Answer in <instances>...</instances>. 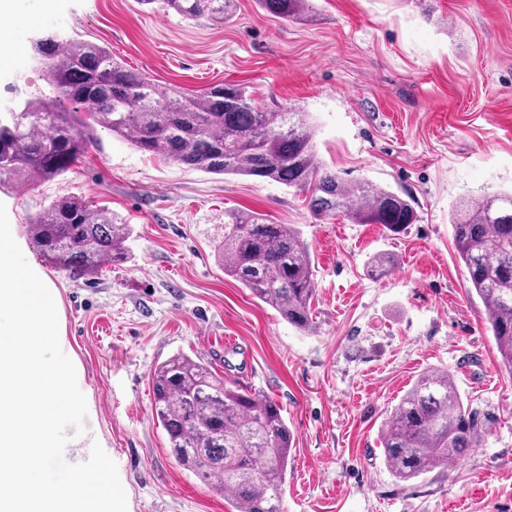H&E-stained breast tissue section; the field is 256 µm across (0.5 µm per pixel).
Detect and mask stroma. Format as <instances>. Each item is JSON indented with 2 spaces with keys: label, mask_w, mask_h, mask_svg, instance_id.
<instances>
[{
  "label": "stroma",
  "mask_w": 512,
  "mask_h": 512,
  "mask_svg": "<svg viewBox=\"0 0 512 512\" xmlns=\"http://www.w3.org/2000/svg\"><path fill=\"white\" fill-rule=\"evenodd\" d=\"M284 21L238 0L230 22L137 0H17L0 49V120L48 94L44 34L109 48L162 88L224 81L308 112L320 157L349 180L412 197L420 220L316 221L302 192L167 163L99 128L76 167L35 190L0 185L19 246L54 292L59 341L128 512H231L167 451L152 369L177 352L274 400L294 437L284 512H512V371L501 363L454 245L459 201L512 190V0H312ZM131 225L129 262L99 280L46 266L27 218L62 195ZM296 224L317 282L300 331L224 273V213ZM395 259L380 279L372 258ZM448 371L485 433L462 461L403 485L382 461L384 418L417 377Z\"/></svg>",
  "instance_id": "1"
}]
</instances>
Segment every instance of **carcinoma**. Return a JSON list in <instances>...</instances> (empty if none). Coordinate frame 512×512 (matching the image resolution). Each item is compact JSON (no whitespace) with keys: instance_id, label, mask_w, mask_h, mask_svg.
I'll return each mask as SVG.
<instances>
[{"instance_id":"obj_1","label":"carcinoma","mask_w":512,"mask_h":512,"mask_svg":"<svg viewBox=\"0 0 512 512\" xmlns=\"http://www.w3.org/2000/svg\"><path fill=\"white\" fill-rule=\"evenodd\" d=\"M284 21L306 16L310 0H257ZM188 21H229L236 0H138ZM54 96L29 99L0 124V185L30 189L70 172L91 142L92 126L130 138L139 150L209 174L245 176L302 191L317 221L338 216L393 233L419 221L401 195L327 169L307 112L267 107L248 87L224 82L185 92L159 88L101 45L47 36L33 44ZM83 109L93 124L63 108ZM454 243L484 323L512 369V191L471 197L452 213ZM29 241L58 272L97 280L129 262L132 228L84 198L63 195L27 221ZM224 274L292 327H314L316 282L309 245L296 224L254 212H224ZM152 410L171 456L205 485L230 493L232 512H283L293 436L280 406L224 381L204 361L176 354L151 374ZM480 439L476 412L448 372L422 373L386 416L381 449L389 473L408 483L462 460Z\"/></svg>"}]
</instances>
